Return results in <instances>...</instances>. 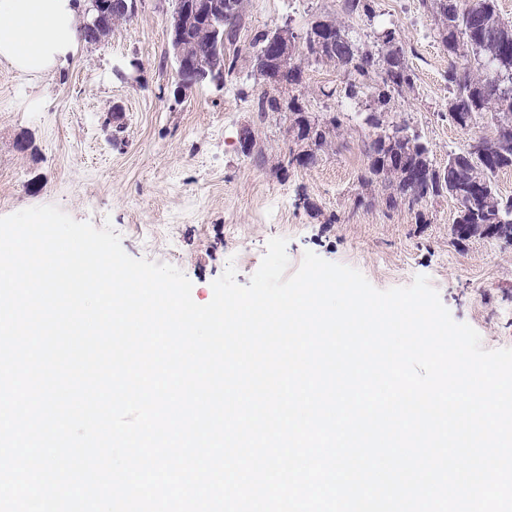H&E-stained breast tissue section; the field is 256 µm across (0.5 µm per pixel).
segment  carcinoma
Segmentation results:
<instances>
[{
	"label": "carcinoma",
	"mask_w": 512,
	"mask_h": 512,
	"mask_svg": "<svg viewBox=\"0 0 512 512\" xmlns=\"http://www.w3.org/2000/svg\"><path fill=\"white\" fill-rule=\"evenodd\" d=\"M420 8L448 51V119L465 126L488 118L494 125L493 135L478 139L476 150L450 153L443 167L433 164L427 145L409 126L384 118L392 99L415 88V74L393 29L379 34L382 47L376 51L354 41L336 20L321 16L299 44H290L285 69L269 55L271 31L257 32L251 50L240 54L236 39L248 0H224L220 23L196 25L189 32L192 50L184 70L205 67L209 82L221 87L240 64L251 66L263 79L258 118L288 109L293 138L288 164L304 168L332 149L343 124L338 113L302 124L304 69L321 63L343 69L350 77L344 96L352 100L366 95L375 104L374 114L365 121L376 134L364 144L368 163L357 174L368 194L358 203L415 211L430 199L450 196L459 203L453 228L458 238L482 236L512 243V197L501 196L495 186L498 172L512 168V22L503 18L497 0H420ZM342 11L373 17L370 0H342ZM461 59L465 63H459Z\"/></svg>",
	"instance_id": "carcinoma-1"
}]
</instances>
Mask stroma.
Returning a JSON list of instances; mask_svg holds the SVG:
<instances>
[{
  "mask_svg": "<svg viewBox=\"0 0 512 512\" xmlns=\"http://www.w3.org/2000/svg\"><path fill=\"white\" fill-rule=\"evenodd\" d=\"M342 0H249L240 48L254 34L288 27L305 33ZM374 18H346L354 39L373 43L396 29L416 74L414 92L392 100L389 120L407 124L434 165L493 128L464 130L448 119V52L418 0H373ZM175 0H138L130 21L96 44L80 43L55 73L31 79L0 63V217L53 204L95 227L112 224L125 252L168 263L208 303L212 283L234 265L249 284L269 239L287 240L291 268L305 251L358 269L377 289L427 276L453 319L476 329L485 349L512 348V244L452 234L459 204L424 203L425 223L401 208L358 205L369 98L324 97L347 76L333 65L305 70L304 104L317 117L345 119L333 150L311 167L288 162L287 113L258 120L259 81L239 71L223 89L204 86L175 99L169 46ZM252 128L261 155L244 154Z\"/></svg>",
  "mask_w": 512,
  "mask_h": 512,
  "instance_id": "stroma-1",
  "label": "stroma"
}]
</instances>
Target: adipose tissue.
Listing matches in <instances>:
<instances>
[{
    "mask_svg": "<svg viewBox=\"0 0 512 512\" xmlns=\"http://www.w3.org/2000/svg\"><path fill=\"white\" fill-rule=\"evenodd\" d=\"M82 0H0V61L40 78L68 62L78 48Z\"/></svg>",
    "mask_w": 512,
    "mask_h": 512,
    "instance_id": "adipose-tissue-1",
    "label": "adipose tissue"
}]
</instances>
